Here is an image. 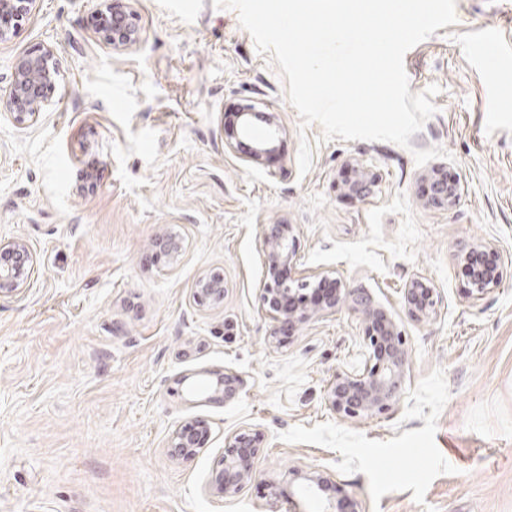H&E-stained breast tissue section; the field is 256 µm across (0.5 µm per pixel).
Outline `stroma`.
<instances>
[{"mask_svg": "<svg viewBox=\"0 0 512 512\" xmlns=\"http://www.w3.org/2000/svg\"><path fill=\"white\" fill-rule=\"evenodd\" d=\"M99 3L38 0L0 43V76L39 46L62 69L35 125L0 116V239L25 240L37 268L0 298V512H288L266 483L294 468L335 480L344 512H512V268L474 300L457 258L477 241L512 257V0H456L455 24L406 53L410 93L440 91L405 148L302 125L235 10L135 0L141 41L116 51L88 26ZM246 103L282 127L257 168L243 159L265 124L225 145ZM432 147L460 186L448 209L426 204L413 157ZM350 159L378 175L366 199L342 190ZM277 223L296 227L297 269L365 289L399 320L410 364L390 411L328 405L336 373L363 361L351 307L292 331L262 308L263 229ZM166 232L183 245L173 266L154 256ZM213 269L224 297L198 307ZM415 277L438 295L423 321L404 308ZM203 368L245 385L190 403L181 379ZM195 418L207 446L171 457V433ZM243 428L265 435L256 478L211 498L224 440Z\"/></svg>", "mask_w": 512, "mask_h": 512, "instance_id": "obj_1", "label": "stroma"}]
</instances>
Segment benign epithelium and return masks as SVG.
I'll return each mask as SVG.
<instances>
[{"mask_svg":"<svg viewBox=\"0 0 512 512\" xmlns=\"http://www.w3.org/2000/svg\"><path fill=\"white\" fill-rule=\"evenodd\" d=\"M37 0H0V42L7 41L16 28L35 7ZM93 30L105 34L115 50H124L141 39L138 16L132 0H101L91 16ZM61 66L55 51L49 46L30 50L13 62L5 85H0V114L23 127L36 124L56 88ZM346 165L353 179L346 184L347 193L365 198L377 183L371 169L352 161ZM429 181L427 202L435 207L448 208L459 199L456 183L440 167L433 168ZM296 229L292 224H267L264 228L262 250L264 270L260 301L272 317L290 327L304 324L330 314L345 304L357 310L364 321L363 340L366 345L363 366L352 372L336 374L330 385L328 402L333 411L350 419H361L390 410L404 393L405 376L409 366L406 337L395 318L377 303L372 295L346 287L342 280L334 282L333 292L318 305L290 307L292 299L307 287L317 288L324 279L295 282L284 275L297 254ZM156 258L176 263L182 253L180 240L163 235L155 242ZM36 261L26 241H0V296L18 294L30 282ZM504 265L500 259L493 264L481 261L473 266L468 293L478 299L497 288L502 280ZM224 277L218 271L201 277L196 284L194 300L203 307L224 296ZM404 303L409 315L423 319L434 311V288L429 281L416 277L404 288ZM190 402H217L233 398L243 387L242 379L233 373L204 369L186 374ZM209 434L205 421L195 420L175 430L168 448L175 457L191 455L204 447ZM265 437L258 431H244L225 441L221 468L212 472L206 483L209 496L229 499L236 496L255 474V461L264 447ZM303 489L324 495L327 512H334L336 483L330 477L313 471L305 475Z\"/></svg>","mask_w":512,"mask_h":512,"instance_id":"1","label":"benign epithelium"}]
</instances>
